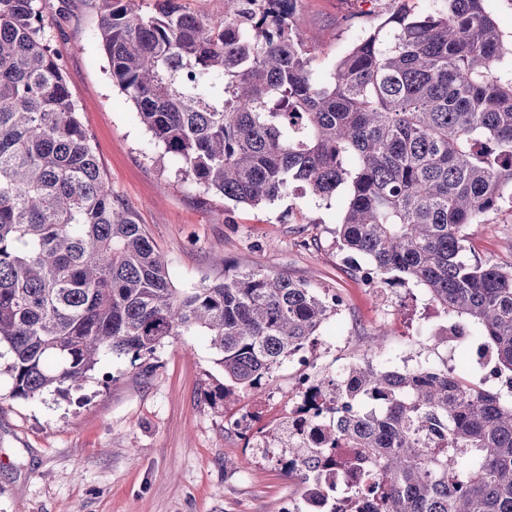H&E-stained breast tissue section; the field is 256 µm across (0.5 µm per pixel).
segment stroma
I'll use <instances>...</instances> for the list:
<instances>
[{"instance_id":"stroma-1","label":"stroma","mask_w":512,"mask_h":512,"mask_svg":"<svg viewBox=\"0 0 512 512\" xmlns=\"http://www.w3.org/2000/svg\"><path fill=\"white\" fill-rule=\"evenodd\" d=\"M57 5L43 3L51 43L104 178L170 258L175 287L211 283L228 269H262L340 293L344 306L312 352L330 377L348 362L400 369L424 356L442 365L450 351L429 336L445 319L428 310L422 289L394 286L395 301L383 308L363 276L366 260L338 249L333 231L344 194L323 200L294 187L258 207L203 194L163 158L113 86L96 0H68L62 16ZM382 8L381 0H302L296 25L318 45L313 68L331 70ZM468 232L482 261L511 266L512 196ZM7 363L0 358V512H284L289 498L304 495L278 450L247 447L235 425L245 412L254 431L288 416L294 362L276 371L271 392L257 399L241 392L221 406L201 396L223 371L199 333L170 338L136 361L105 354L82 387L29 399L12 396ZM228 459L234 467H225Z\"/></svg>"}]
</instances>
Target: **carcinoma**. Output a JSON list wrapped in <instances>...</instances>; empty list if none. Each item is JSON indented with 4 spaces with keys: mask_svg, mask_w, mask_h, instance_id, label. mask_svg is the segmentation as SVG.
<instances>
[{
    "mask_svg": "<svg viewBox=\"0 0 512 512\" xmlns=\"http://www.w3.org/2000/svg\"><path fill=\"white\" fill-rule=\"evenodd\" d=\"M113 84L203 193L272 204L294 184L346 192L340 249L379 283H413L430 308L492 349L512 382V266L467 254L468 226L512 188V62L486 0L389 8L327 74L299 33L301 0H100ZM40 0H0V345L12 395L80 387L105 353L137 359L173 336L210 338L224 382L204 399L260 394L336 316L329 293L272 272L174 287L169 263L112 197L76 112ZM305 403L347 401L304 443L261 436L336 512V470L362 478L351 512H512V396L446 368L349 365ZM338 448H355L344 458Z\"/></svg>",
    "mask_w": 512,
    "mask_h": 512,
    "instance_id": "1",
    "label": "carcinoma"
}]
</instances>
